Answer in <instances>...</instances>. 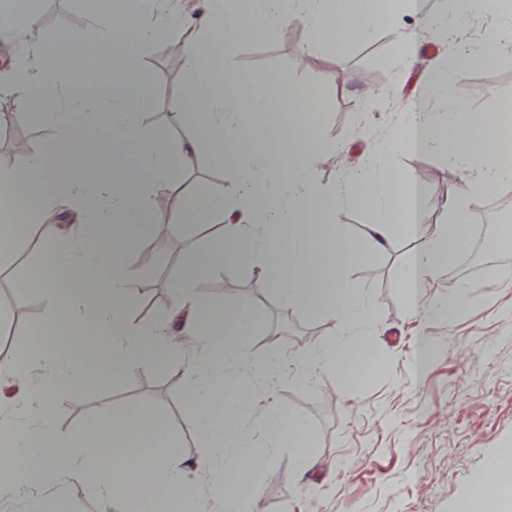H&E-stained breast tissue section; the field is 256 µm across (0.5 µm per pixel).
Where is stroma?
Instances as JSON below:
<instances>
[{"instance_id":"stroma-1","label":"stroma","mask_w":512,"mask_h":512,"mask_svg":"<svg viewBox=\"0 0 512 512\" xmlns=\"http://www.w3.org/2000/svg\"><path fill=\"white\" fill-rule=\"evenodd\" d=\"M41 12L39 34L48 39L81 29L90 3L41 0ZM412 27L408 17L381 21L371 34L332 51L309 46L307 32L297 23L273 31L257 24L248 38L235 43L231 61L243 80H275L285 73L297 90L315 89L325 133L357 163L385 140L388 104L417 103L429 75L402 66L395 55L397 39ZM184 37V30L175 29L161 49L143 55L144 67L164 76L153 92L156 107L148 125L172 141L178 131L168 102L190 75L184 66H171L169 57L182 55ZM303 46L309 53L301 67L297 50ZM448 78L468 113L495 114L512 103V46L501 48L496 61L462 66ZM371 94L384 101L367 111L363 105ZM393 176L422 179L421 221L442 223V204L455 178L447 162H419L405 154ZM231 182L206 146H199L193 167L170 177L171 206L183 209L191 192L218 194ZM168 235L175 250L161 254L156 273L141 280L145 290L133 316L143 322L165 318L172 280L209 239L192 224L157 223L146 233L150 240ZM415 249V240L399 233L373 263L349 271L371 306L366 331L372 365L363 380L323 370L304 381L289 370L276 385L283 413L305 418L312 428L310 461L304 474L290 476L289 449L281 447L254 485L258 512H458L478 476L512 448V288L492 287V267L454 282L443 269L426 290V304L409 307L396 270ZM42 260L39 244H29L11 268L0 272V311L18 316V334L0 346L7 352L21 353L39 336L47 300L38 289L18 288L16 280L22 269H36ZM197 287L213 303L254 308L256 323L244 343L255 357L273 356L287 364L306 335L325 342L346 333L341 322L289 311L287 299L248 265L212 272ZM457 295L465 299L464 312L451 321L440 317L437 306ZM187 385L184 375L150 360L123 373L105 366L96 381L65 390L55 409L56 427L68 433L93 424L106 408L116 413L164 409L180 423L189 415Z\"/></svg>"}]
</instances>
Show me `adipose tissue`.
Here are the masks:
<instances>
[{
    "label": "adipose tissue",
    "instance_id": "obj_1",
    "mask_svg": "<svg viewBox=\"0 0 512 512\" xmlns=\"http://www.w3.org/2000/svg\"><path fill=\"white\" fill-rule=\"evenodd\" d=\"M183 5L184 0H152L149 10L123 13L119 27L113 26L112 16L93 13L74 40L41 42L33 56H17L8 81L0 85V98L38 117L59 144L53 153L31 151L20 163L0 165L1 201L23 193L40 202L37 210L27 212L22 229L50 259L29 285L46 294L45 320L56 331L25 355H0V382L19 391L16 402L0 406V425L11 428L15 446L10 458L13 496L49 485L57 502L70 484L94 473L103 512L117 501L127 512H136V485L176 503L194 498L173 451L176 426L163 410L108 414L66 436L56 431L54 408L63 387L94 380L101 368L90 350H82L76 362L72 346L58 343L67 327L78 326L108 340L114 370H125L149 354L189 378L192 415L185 425L203 438L193 468L211 472L227 512H257L254 494L239 482L241 470L259 476L288 441L295 449L288 469L298 471L308 461L312 431L303 418L282 420L274 405L257 421L245 417L255 389L242 382V375L273 384L282 376V365L275 358L249 357L243 338L255 323L253 309L245 304L225 310L212 306L197 292L199 280L228 264L252 263L269 288L287 297L289 308L348 328L345 336L296 357L301 377L318 369L349 377L366 350L361 330L370 307L348 271L373 262L390 246L395 196L405 201L403 229L418 241L398 270L414 306L453 247L460 245V229L479 187L512 178V171L500 164L480 163L482 143L474 126L461 118L465 106L453 96L447 71L438 69L428 77L420 105L403 113L392 134L363 165L344 175L336 190L325 189L311 162L335 156L336 146L300 113L299 94L255 91L243 96L237 91L239 76L227 58L236 40L249 34V26L225 31L230 15L226 0H206L204 10L191 19ZM376 8V0H251L250 14L268 28L301 22L313 44L337 48L370 32ZM485 12L493 18L490 37L470 46L464 63L492 62L502 44L512 42V0H485ZM178 27L188 31L184 65L193 79L172 106L179 128L172 143L143 122L154 106L148 89L160 76L143 68L142 52L157 48ZM106 45L112 48V70L88 72L86 59ZM428 103L437 106L436 118L425 113ZM261 112L289 116L279 130L278 147L271 151L263 147L265 132L251 122ZM203 132L213 160L233 173L234 187L224 195H191L188 209L172 210L168 178L192 167ZM402 154L419 161L437 155L459 173L461 182L443 205L448 226L433 229L421 223V183L404 184L391 194L387 171ZM89 195L98 203L91 220L94 232L62 238L54 220L57 202L79 205ZM350 202L374 208L381 216L358 244L334 220ZM159 222L220 226L171 283L178 305L192 314L176 333L167 324L136 323L129 315L140 291L128 254L143 243L148 225ZM75 267L80 276H71ZM102 273L108 275V285H100ZM35 364L43 368V376L32 375ZM255 427L268 442L259 453L251 447ZM108 443L119 448V462L103 472L100 450Z\"/></svg>",
    "mask_w": 512,
    "mask_h": 512
}]
</instances>
